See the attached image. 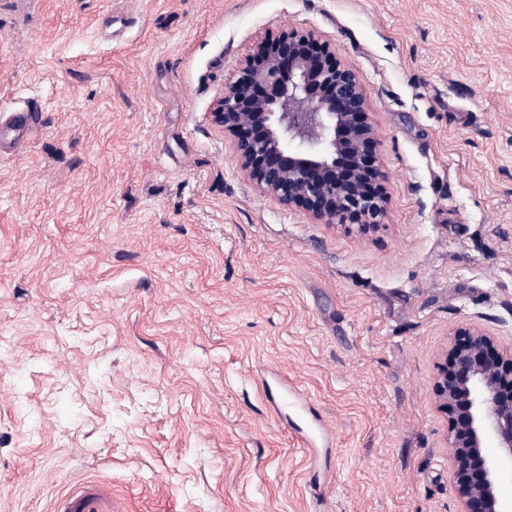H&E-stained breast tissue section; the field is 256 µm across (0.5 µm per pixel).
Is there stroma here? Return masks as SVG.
<instances>
[{
	"instance_id": "35a3bbf8",
	"label": "stroma",
	"mask_w": 512,
	"mask_h": 512,
	"mask_svg": "<svg viewBox=\"0 0 512 512\" xmlns=\"http://www.w3.org/2000/svg\"><path fill=\"white\" fill-rule=\"evenodd\" d=\"M357 73L372 236L253 188L211 112L254 45ZM0 512H460L455 331L512 353V0H0ZM38 110H29L17 117L11 124L2 128V138L10 139L14 143L21 142L25 137L38 128L40 120ZM61 512H112V500L94 491L71 490L60 500Z\"/></svg>"
}]
</instances>
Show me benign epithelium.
Here are the masks:
<instances>
[{
  "mask_svg": "<svg viewBox=\"0 0 512 512\" xmlns=\"http://www.w3.org/2000/svg\"><path fill=\"white\" fill-rule=\"evenodd\" d=\"M356 75L314 35L284 33L259 44L218 98L213 121L235 138L252 185L325 224L378 231L387 217L378 139ZM448 415V448L461 512H503L494 434L512 458V357L476 326L459 328L435 383Z\"/></svg>",
  "mask_w": 512,
  "mask_h": 512,
  "instance_id": "1",
  "label": "benign epithelium"
}]
</instances>
